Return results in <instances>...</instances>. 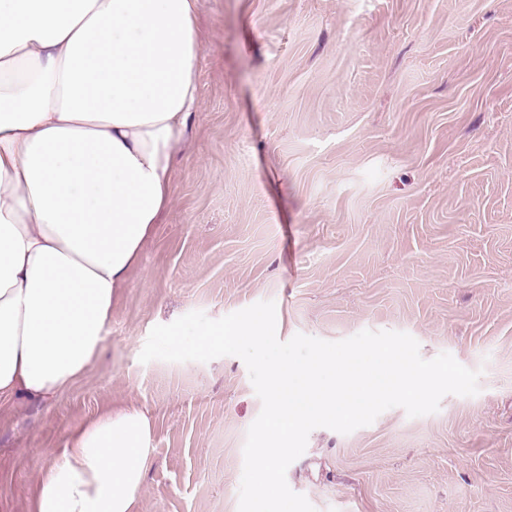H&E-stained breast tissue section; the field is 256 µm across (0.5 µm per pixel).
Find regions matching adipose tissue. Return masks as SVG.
Returning <instances> with one entry per match:
<instances>
[{
  "instance_id": "ef3b65f1",
  "label": "adipose tissue",
  "mask_w": 512,
  "mask_h": 512,
  "mask_svg": "<svg viewBox=\"0 0 512 512\" xmlns=\"http://www.w3.org/2000/svg\"><path fill=\"white\" fill-rule=\"evenodd\" d=\"M196 0H0V398L46 400L105 348L198 111ZM146 414L68 433L30 512H136Z\"/></svg>"
}]
</instances>
